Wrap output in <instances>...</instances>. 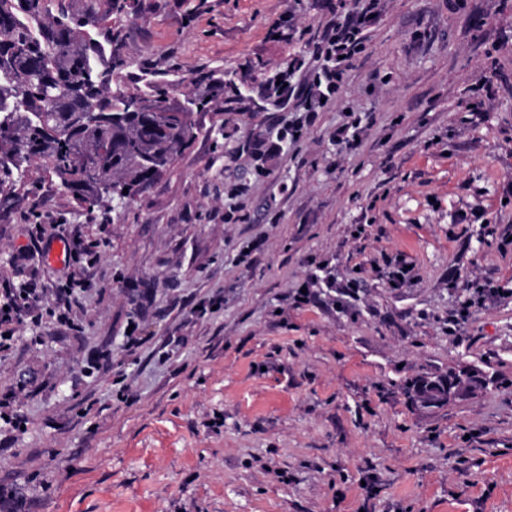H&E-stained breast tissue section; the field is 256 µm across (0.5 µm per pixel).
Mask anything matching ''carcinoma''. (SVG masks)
<instances>
[{
  "mask_svg": "<svg viewBox=\"0 0 512 512\" xmlns=\"http://www.w3.org/2000/svg\"><path fill=\"white\" fill-rule=\"evenodd\" d=\"M128 9V0H86L104 28ZM85 27L77 15L48 14L45 0H0V176L21 178L36 158L91 207L105 198L129 201L160 176L192 137L193 121L167 103L165 91L154 97L169 111L164 119L135 111L136 96L112 90V73L126 60L115 53L102 66V44ZM448 379L470 393L464 368L420 373L402 391L416 403L427 385Z\"/></svg>",
  "mask_w": 512,
  "mask_h": 512,
  "instance_id": "carcinoma-1",
  "label": "carcinoma"
}]
</instances>
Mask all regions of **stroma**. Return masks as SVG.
I'll list each match as a JSON object with an SVG mask.
<instances>
[{
    "mask_svg": "<svg viewBox=\"0 0 512 512\" xmlns=\"http://www.w3.org/2000/svg\"><path fill=\"white\" fill-rule=\"evenodd\" d=\"M357 7L112 18L113 85L166 88L194 136L121 206H82L37 161L0 183V300L46 290L0 343V512H512V0H382L335 102L268 104ZM37 222L95 264L26 255ZM69 274L88 285L64 323ZM458 366L488 386L437 409L401 391Z\"/></svg>",
    "mask_w": 512,
    "mask_h": 512,
    "instance_id": "1",
    "label": "stroma"
}]
</instances>
